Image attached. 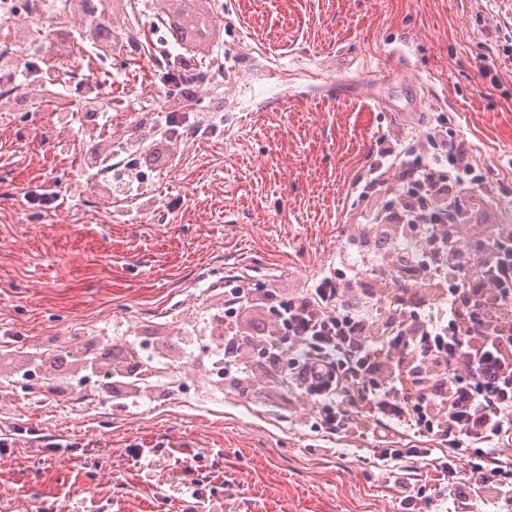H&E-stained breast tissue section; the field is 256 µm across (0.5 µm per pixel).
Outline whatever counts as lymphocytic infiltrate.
I'll list each match as a JSON object with an SVG mask.
<instances>
[{"label":"lymphocytic infiltrate","instance_id":"1","mask_svg":"<svg viewBox=\"0 0 512 512\" xmlns=\"http://www.w3.org/2000/svg\"><path fill=\"white\" fill-rule=\"evenodd\" d=\"M46 47L1 57L8 79L61 86L65 73L33 67ZM379 159L363 199L393 196L386 223L367 215L338 259L359 248L367 272L326 265L306 286L267 294L258 304L243 277L224 280V333L209 356L223 363L239 395L263 378L310 401L325 435L371 439L401 493L402 512L427 499L411 462L429 458L460 504L478 497L494 512L512 507V233L485 225L465 249L455 244L475 223L484 182L471 145L446 120L422 147L379 138ZM411 238L415 252L380 250L377 238ZM264 306L269 328L243 330L241 311Z\"/></svg>","mask_w":512,"mask_h":512}]
</instances>
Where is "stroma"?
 <instances>
[{
	"label": "stroma",
	"instance_id": "obj_1",
	"mask_svg": "<svg viewBox=\"0 0 512 512\" xmlns=\"http://www.w3.org/2000/svg\"><path fill=\"white\" fill-rule=\"evenodd\" d=\"M114 5L113 28L150 30L156 16L209 33L189 49L201 76L194 110L208 129L158 146L146 190L115 197L91 180L88 137L46 142L55 113L102 81L112 122L100 143L126 140L156 116L168 62L141 49L104 61L72 41L67 93L0 109V336L16 355L51 353L63 336L93 333L122 363L130 336L154 349L191 336L224 309L223 283L248 275L256 296L304 285L357 234L373 202L361 180L385 136L422 140L445 117L473 146L498 199L512 206V0H138ZM57 199L35 207L24 193ZM196 394L151 409L88 408L26 399L0 384V430L73 442L60 455L19 442L0 453V512H184L193 479L213 512H399L372 443L324 437L307 403L277 389L247 400L208 384L207 364L176 357ZM135 448H152L144 470ZM192 466H185L186 458Z\"/></svg>",
	"mask_w": 512,
	"mask_h": 512
}]
</instances>
